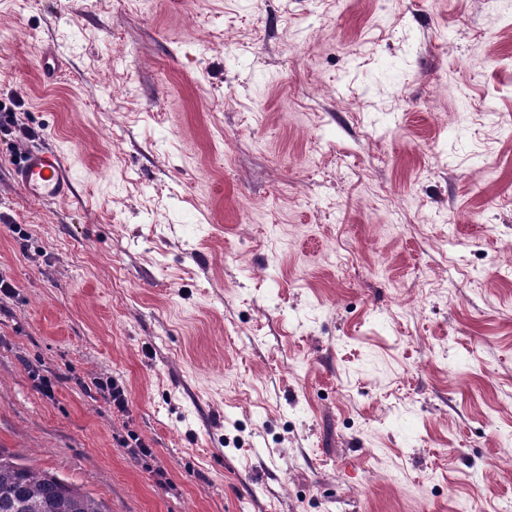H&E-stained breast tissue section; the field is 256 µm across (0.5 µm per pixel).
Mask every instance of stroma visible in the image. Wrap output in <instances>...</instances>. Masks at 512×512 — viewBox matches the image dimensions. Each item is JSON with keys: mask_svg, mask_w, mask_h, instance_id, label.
Wrapping results in <instances>:
<instances>
[{"mask_svg": "<svg viewBox=\"0 0 512 512\" xmlns=\"http://www.w3.org/2000/svg\"><path fill=\"white\" fill-rule=\"evenodd\" d=\"M18 95L76 193L0 142V448L112 512L512 507V0H0ZM15 186L42 203L68 199L74 191V175L64 155L57 149L32 148L24 151L13 169Z\"/></svg>", "mask_w": 512, "mask_h": 512, "instance_id": "obj_1", "label": "stroma"}]
</instances>
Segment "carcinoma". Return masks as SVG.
Wrapping results in <instances>:
<instances>
[{
    "mask_svg": "<svg viewBox=\"0 0 512 512\" xmlns=\"http://www.w3.org/2000/svg\"><path fill=\"white\" fill-rule=\"evenodd\" d=\"M0 512H112L102 498L0 448Z\"/></svg>",
    "mask_w": 512,
    "mask_h": 512,
    "instance_id": "carcinoma-1",
    "label": "carcinoma"
}]
</instances>
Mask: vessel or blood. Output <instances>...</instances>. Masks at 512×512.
<instances>
[{
    "label": "vessel or blood",
    "instance_id": "b4317fda",
    "mask_svg": "<svg viewBox=\"0 0 512 512\" xmlns=\"http://www.w3.org/2000/svg\"><path fill=\"white\" fill-rule=\"evenodd\" d=\"M13 180L22 193L42 203L68 199L75 183L64 155L52 148L24 151L14 166Z\"/></svg>",
    "mask_w": 512,
    "mask_h": 512
}]
</instances>
